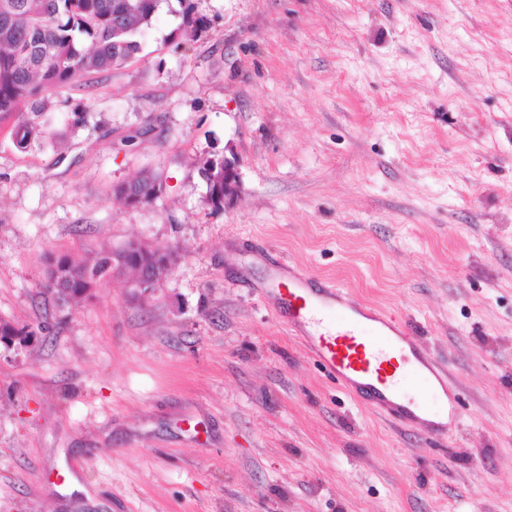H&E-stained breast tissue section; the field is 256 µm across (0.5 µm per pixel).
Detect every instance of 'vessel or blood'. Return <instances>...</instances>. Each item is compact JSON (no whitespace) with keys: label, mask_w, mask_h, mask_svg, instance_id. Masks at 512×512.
Here are the masks:
<instances>
[{"label":"vessel or blood","mask_w":512,"mask_h":512,"mask_svg":"<svg viewBox=\"0 0 512 512\" xmlns=\"http://www.w3.org/2000/svg\"><path fill=\"white\" fill-rule=\"evenodd\" d=\"M278 318L299 333L312 357L337 384L366 395L372 407L402 423L418 424L428 438L448 434L458 421L456 396L448 380L422 353L410 323L381 310L354 303L334 282H319L291 269L276 278ZM429 385L448 409L444 422L431 409L408 401L409 383Z\"/></svg>","instance_id":"b4317fda"}]
</instances>
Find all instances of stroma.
<instances>
[{"mask_svg": "<svg viewBox=\"0 0 512 512\" xmlns=\"http://www.w3.org/2000/svg\"><path fill=\"white\" fill-rule=\"evenodd\" d=\"M135 39L59 90L51 137L0 119V320L35 332L0 347V512H512V0H163ZM228 146L216 211L197 163ZM146 168L162 195L124 206ZM132 239L178 254L144 300L43 292L49 254ZM277 265L407 319L462 424L337 387ZM46 133V130L38 128L33 119L26 118L14 126L12 137L18 148L25 149L33 139ZM226 150L230 152V157L226 155ZM221 157H207L199 163V174L206 183L207 194L206 201L209 206L215 210H224V205L228 204L237 196L240 190V178L237 166V160L233 150L228 147L224 149V159L221 160L219 168L223 175L224 188L221 190L211 183L212 171L218 172L219 159ZM224 190V204L220 199L219 191Z\"/></svg>", "mask_w": 512, "mask_h": 512, "instance_id": "35a3bbf8", "label": "stroma"}]
</instances>
